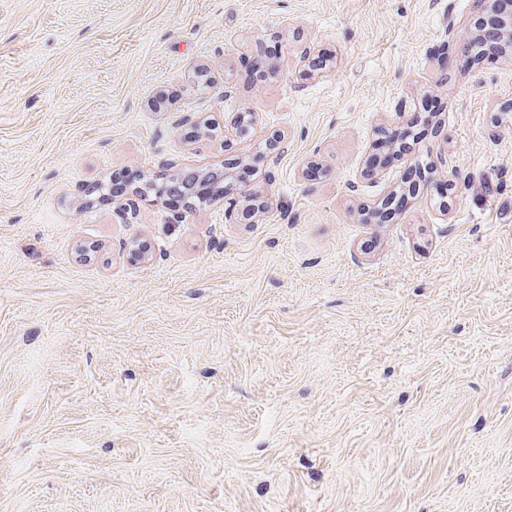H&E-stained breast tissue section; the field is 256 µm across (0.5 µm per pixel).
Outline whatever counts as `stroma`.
Segmentation results:
<instances>
[{
	"mask_svg": "<svg viewBox=\"0 0 512 512\" xmlns=\"http://www.w3.org/2000/svg\"><path fill=\"white\" fill-rule=\"evenodd\" d=\"M485 17L0 0V512H512V60L471 62ZM441 155L443 193L362 220ZM244 164L255 221L234 185L152 189ZM118 168L151 187L95 200ZM176 178L170 180L165 186L160 188V192L167 197L169 202H180L187 200L186 204L191 201H205L210 197L220 194L225 186H218L219 179L217 176L200 177L197 175L186 176V182L189 180L188 192L174 185Z\"/></svg>",
	"mask_w": 512,
	"mask_h": 512,
	"instance_id": "stroma-1",
	"label": "stroma"
}]
</instances>
